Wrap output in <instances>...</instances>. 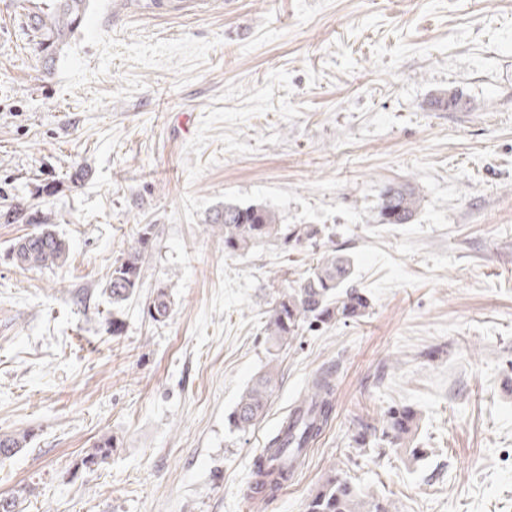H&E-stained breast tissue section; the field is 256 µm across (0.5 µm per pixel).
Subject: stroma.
Returning <instances> with one entry per match:
<instances>
[{
	"label": "stroma",
	"mask_w": 512,
	"mask_h": 512,
	"mask_svg": "<svg viewBox=\"0 0 512 512\" xmlns=\"http://www.w3.org/2000/svg\"><path fill=\"white\" fill-rule=\"evenodd\" d=\"M113 2L92 0L50 55L32 0H0V209L48 214L70 245L65 266L23 270L7 251L33 227L0 223V433L32 434L0 496L34 487L23 512H304L342 472L392 512H512V0ZM451 91L468 109L430 108ZM391 184L419 192L412 223L379 222ZM228 200L324 226L372 303L281 353L244 433L227 416L269 360L263 312L314 255L225 256L208 218ZM144 224L142 286L113 306L112 266ZM321 370L334 417L253 508V461ZM403 406L406 449H357L360 422ZM105 434L111 458L83 466Z\"/></svg>",
	"instance_id": "1"
}]
</instances>
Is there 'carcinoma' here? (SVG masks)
<instances>
[{"label": "carcinoma", "instance_id": "cac0c4a2", "mask_svg": "<svg viewBox=\"0 0 512 512\" xmlns=\"http://www.w3.org/2000/svg\"><path fill=\"white\" fill-rule=\"evenodd\" d=\"M89 0H40L34 6L37 18L35 34L40 45L49 50L72 36L81 26L89 9ZM433 109L456 110L467 107L461 94L450 91L430 101ZM422 197L411 186L390 185L380 196L379 218L383 224H408L421 207ZM220 225L224 233V255L244 257L260 245L279 241L284 247L308 244L317 246L323 229L316 224H284L279 214L264 204L243 205L224 202V208L208 219ZM152 248V228L145 224L112 266L107 290L112 305L121 306L141 287L142 269ZM68 242L49 228L27 234L15 241L8 255L22 268H53L65 264L69 257ZM353 263L336 249H326L316 258L306 275L272 297L265 310L264 336L267 352L271 356L266 370L240 394L228 416L235 430L247 432L263 417L279 383L278 358L280 351L307 331L330 328L337 324L358 322L370 308L369 299L351 284ZM167 286H157L148 307L150 317L164 321L169 313ZM335 384L329 371L316 375L307 393L298 403V411L288 415L277 432L268 440L270 448H284L283 464L274 471L267 467L265 458L255 464L253 477L265 486L272 498L281 485L299 468L303 451L322 434L331 420L334 409ZM417 422V414L410 407L388 412L382 425L360 423L355 438L363 447L366 440L377 435L389 443L402 445ZM31 435L28 431L0 434V464L23 451ZM116 442L110 435L102 436L94 451L82 460L90 467L106 462L112 456ZM34 489L22 487L8 496H0V512H21L26 497ZM304 512H392L385 499L366 496L350 477L331 475L305 504Z\"/></svg>", "mask_w": 512, "mask_h": 512}]
</instances>
